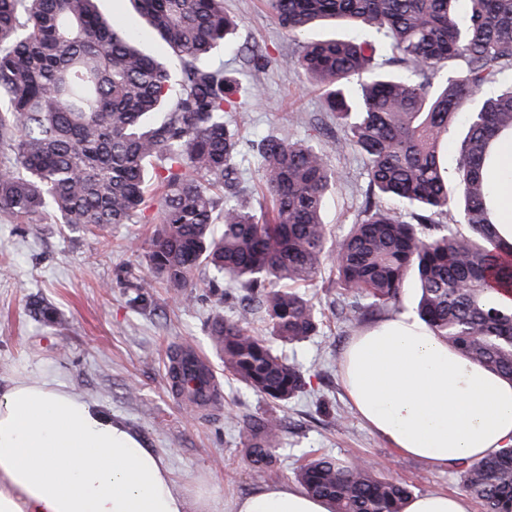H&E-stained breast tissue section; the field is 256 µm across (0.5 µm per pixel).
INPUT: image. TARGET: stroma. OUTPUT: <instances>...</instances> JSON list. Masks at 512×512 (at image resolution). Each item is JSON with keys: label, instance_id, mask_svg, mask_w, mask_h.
<instances>
[{"label": "stroma", "instance_id": "obj_1", "mask_svg": "<svg viewBox=\"0 0 512 512\" xmlns=\"http://www.w3.org/2000/svg\"><path fill=\"white\" fill-rule=\"evenodd\" d=\"M224 12L238 27L217 61L263 92L260 101L248 105L245 138L329 145L338 132L336 122L324 108L322 91L290 71L299 45L278 27L265 0H224ZM246 45L267 51L265 68L245 66L239 49ZM329 164L341 180L325 199L322 221L335 240L357 219L367 175L363 157L352 150L332 153ZM156 214L150 197L134 223L102 232L0 215V386L41 376L64 383L131 426L164 458L178 486L205 492L219 508L267 485L297 486L299 468L321 454L384 464V477L408 484L416 494L469 498L455 470H436L399 453L352 408L339 359L358 330L330 309L329 272L303 289L322 314L316 336L280 348L320 375L281 404L236 381L213 351L210 325L230 314V307L214 297L179 306L161 287L136 301L134 280L151 276L145 242ZM186 344L212 366L223 398L219 408L189 417L167 388L165 365L167 355ZM271 413L284 419L286 429L275 462L259 475L249 464L237 424Z\"/></svg>", "mask_w": 512, "mask_h": 512}]
</instances>
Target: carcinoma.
Returning a JSON list of instances; mask_svg holds the SVG:
<instances>
[{"label": "carcinoma", "mask_w": 512, "mask_h": 512, "mask_svg": "<svg viewBox=\"0 0 512 512\" xmlns=\"http://www.w3.org/2000/svg\"><path fill=\"white\" fill-rule=\"evenodd\" d=\"M96 0H0V213L105 229L130 224L158 182L149 263L171 301L193 305L196 274L214 295L243 293L210 340L224 369L273 403L306 387L304 370L250 328L260 310L272 335L298 344L318 317L297 287L328 258L321 219L341 176L326 149L284 138L256 143L270 206L238 202V128L260 97L209 58L237 23L224 0H133L180 62L141 51ZM278 25L303 39L291 68L315 81L340 135L331 150L364 158L357 221L336 241V306L357 324L399 309L409 279L415 316L474 363L512 383V261L495 228L488 169L512 134V0H268ZM319 23L365 32L308 37ZM471 119L458 178L448 185L444 144L464 107ZM456 213L455 223L444 221ZM368 305L361 304V299ZM283 424L251 419L240 438L254 471L274 462ZM457 473L484 512H512V445ZM303 489L332 512H403L412 495L359 460L319 456L300 467Z\"/></svg>", "instance_id": "carcinoma-1"}]
</instances>
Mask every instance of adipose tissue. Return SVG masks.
Here are the masks:
<instances>
[{
    "label": "adipose tissue",
    "instance_id": "ef3b65f1",
    "mask_svg": "<svg viewBox=\"0 0 512 512\" xmlns=\"http://www.w3.org/2000/svg\"><path fill=\"white\" fill-rule=\"evenodd\" d=\"M494 169L498 240L512 249V140ZM349 399L376 435L438 470L512 444V383L468 362L416 316L396 312L355 336L339 362ZM0 512H212L180 488L130 426L53 379L0 387ZM232 512H330L288 484Z\"/></svg>",
    "mask_w": 512,
    "mask_h": 512
}]
</instances>
